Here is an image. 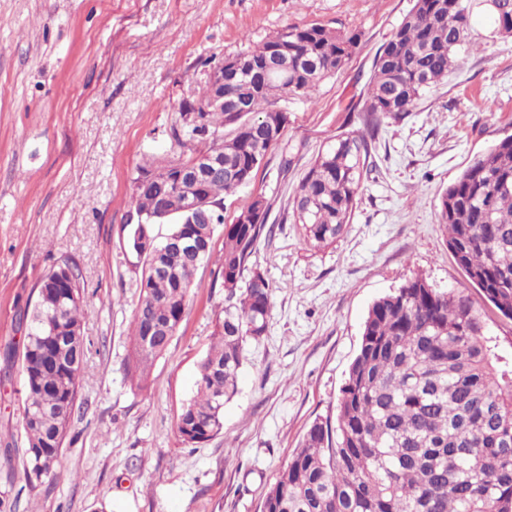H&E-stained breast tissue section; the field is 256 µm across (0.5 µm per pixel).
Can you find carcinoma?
<instances>
[{
  "label": "carcinoma",
  "instance_id": "1",
  "mask_svg": "<svg viewBox=\"0 0 512 512\" xmlns=\"http://www.w3.org/2000/svg\"><path fill=\"white\" fill-rule=\"evenodd\" d=\"M482 10L494 33L512 37V0H414L374 61L362 107L365 122L398 120L421 95L448 77L460 55L480 46L472 23ZM358 35L321 25L286 26L222 62L242 59L253 72L224 93L234 110L203 111L215 91L205 81L171 125L181 152L151 155L132 179L131 207L143 223L190 231L203 251L144 255L132 320L126 378L142 387L167 350L195 287L198 269L224 230L220 258L224 304L214 341L198 364L197 394L182 407L177 432L199 444L224 428V406L238 393L250 343L267 333L271 289L256 255L271 233V204L254 198L231 224L218 206L224 194L251 182L288 122L284 104L308 97L351 57ZM278 47L288 48V77L266 70ZM207 154L224 157L221 173L197 184L182 168ZM370 156L365 136L341 133L320 153L295 189L292 216L313 249L331 245L362 194ZM207 201L201 213L182 205L186 193ZM441 223L457 264L482 298L512 319V135L474 158L439 199ZM85 282L71 256L55 259L39 281L32 310L19 318L24 391L25 480L54 474L79 399L89 352L83 322ZM262 512H512V366L497 352L483 309L456 290L426 278L407 279L374 301L364 321L336 408V421L317 419L268 488Z\"/></svg>",
  "mask_w": 512,
  "mask_h": 512
}]
</instances>
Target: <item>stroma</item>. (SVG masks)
Returning <instances> with one entry per match:
<instances>
[{"label":"stroma","instance_id":"35a3bbf8","mask_svg":"<svg viewBox=\"0 0 512 512\" xmlns=\"http://www.w3.org/2000/svg\"><path fill=\"white\" fill-rule=\"evenodd\" d=\"M413 0H0V498L16 512H261L265 491L315 419L335 417L369 307L420 275L478 297L448 249L439 196L473 159L512 135V38L487 15L481 49L463 54L403 120H385L343 235L307 247L286 219L318 152L364 133L373 61ZM355 33L352 58L288 124L250 184L225 195L233 223L253 196L272 203L257 258L272 286L268 333L249 344L223 432L183 444V403L224 300L216 232L210 262L146 388L122 364L142 263L125 251L131 179L148 155L176 153L170 134L197 97L208 59L232 56L290 25ZM79 262L91 343L80 398L54 476L22 468L20 364L5 360L20 313L60 256Z\"/></svg>","mask_w":512,"mask_h":512}]
</instances>
